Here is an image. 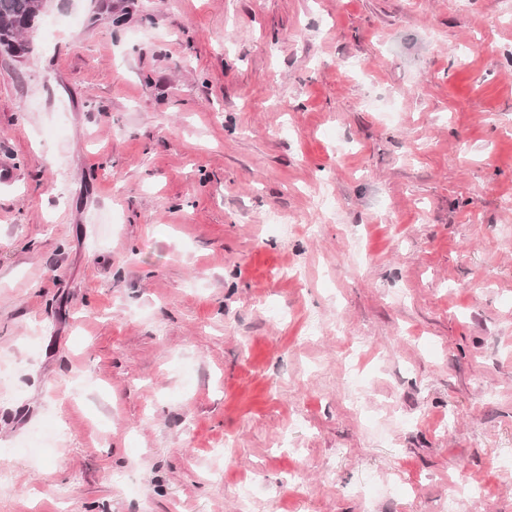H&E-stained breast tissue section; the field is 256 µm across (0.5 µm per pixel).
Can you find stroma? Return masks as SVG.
<instances>
[{"label":"stroma","mask_w":512,"mask_h":512,"mask_svg":"<svg viewBox=\"0 0 512 512\" xmlns=\"http://www.w3.org/2000/svg\"><path fill=\"white\" fill-rule=\"evenodd\" d=\"M26 38L0 512H512V0H48Z\"/></svg>","instance_id":"stroma-1"}]
</instances>
